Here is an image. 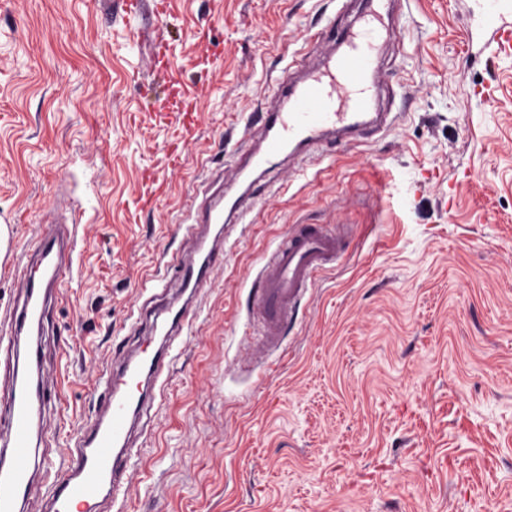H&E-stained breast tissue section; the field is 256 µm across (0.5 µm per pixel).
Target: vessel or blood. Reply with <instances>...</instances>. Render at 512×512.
Here are the masks:
<instances>
[{"mask_svg":"<svg viewBox=\"0 0 512 512\" xmlns=\"http://www.w3.org/2000/svg\"><path fill=\"white\" fill-rule=\"evenodd\" d=\"M364 22L343 25L336 18L322 31L310 35V45L329 46L317 72L302 77L285 76L274 90L277 107L263 112L258 131L262 145L250 151L255 167L272 169L288 148L316 147L334 140L337 133L363 125L382 85L379 49L394 36L390 17L395 0H362ZM512 0H489V46L512 48V23L504 22ZM78 222L59 216L43 224L25 258L19 294L9 307L12 331L8 347H15L25 327L44 321L57 286L70 273ZM342 238L335 229L319 224H300L277 245L251 287L250 315L256 323L258 342L278 348L289 319L316 275L339 259ZM218 258L210 252L200 266L172 257L183 284L202 292L208 285V267ZM172 362L170 346L148 359L152 391L141 389L140 374L130 362L118 371H104L101 379L99 420L80 432L54 472L48 489V512H99L101 500L124 502L128 488L123 474L138 461L127 429L132 413L142 412L164 389ZM44 359L40 350L12 359L7 369L12 385L0 399V512H23L34 484L33 460L47 430L41 413L47 403L42 390H27L25 375L41 377Z\"/></svg>","mask_w":512,"mask_h":512,"instance_id":"b4317fda","label":"vessel or blood"}]
</instances>
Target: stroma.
<instances>
[{"label": "stroma", "mask_w": 512, "mask_h": 512, "mask_svg": "<svg viewBox=\"0 0 512 512\" xmlns=\"http://www.w3.org/2000/svg\"><path fill=\"white\" fill-rule=\"evenodd\" d=\"M487 0H407L381 51L399 118L275 170L234 164L252 115L334 0H0V225L18 252L78 210L42 333L47 472L97 417L99 377L157 348L134 326L171 255L224 246L136 426L124 512H512V53ZM252 193L246 223L185 235ZM299 224H341L282 347L256 360L250 285Z\"/></svg>", "instance_id": "stroma-1"}]
</instances>
